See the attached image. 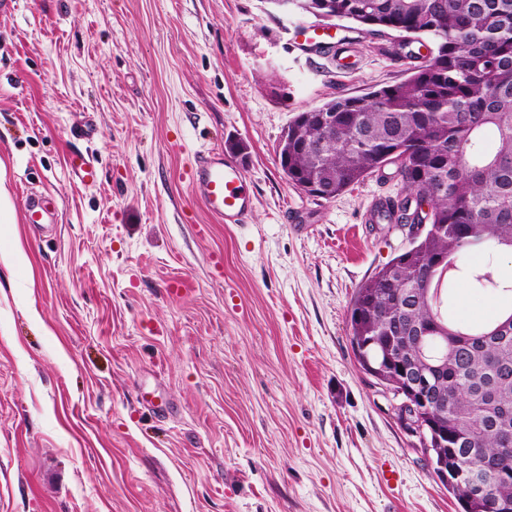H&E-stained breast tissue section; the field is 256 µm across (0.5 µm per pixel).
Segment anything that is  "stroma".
<instances>
[{
	"mask_svg": "<svg viewBox=\"0 0 512 512\" xmlns=\"http://www.w3.org/2000/svg\"><path fill=\"white\" fill-rule=\"evenodd\" d=\"M313 22L265 0L0 13L5 186L20 215L55 207L0 223V512H462L350 344L354 292L410 246L366 221L400 180L325 200L278 158L298 113L401 83L418 48L340 26V64L305 49ZM231 141L253 210L225 225L188 171ZM454 295L469 327L494 299ZM69 173L81 184L90 185L97 181V168L93 161L81 152H71L68 156ZM52 214V203L44 196H35L28 200L25 207L26 224H43L45 217Z\"/></svg>",
	"mask_w": 512,
	"mask_h": 512,
	"instance_id": "35a3bbf8",
	"label": "stroma"
}]
</instances>
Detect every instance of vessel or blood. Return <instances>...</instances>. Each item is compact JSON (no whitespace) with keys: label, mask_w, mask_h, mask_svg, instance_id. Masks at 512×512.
Masks as SVG:
<instances>
[{"label":"vessel or blood","mask_w":512,"mask_h":512,"mask_svg":"<svg viewBox=\"0 0 512 512\" xmlns=\"http://www.w3.org/2000/svg\"><path fill=\"white\" fill-rule=\"evenodd\" d=\"M67 167L81 184L90 185L97 180L95 164L83 153L71 152ZM188 178L194 196L213 217L225 224L246 223L252 211L253 198L237 160L225 158L219 152L200 155ZM51 212V201L35 196L28 200L24 218L27 224L36 225L43 223Z\"/></svg>","instance_id":"vessel-or-blood-1"}]
</instances>
